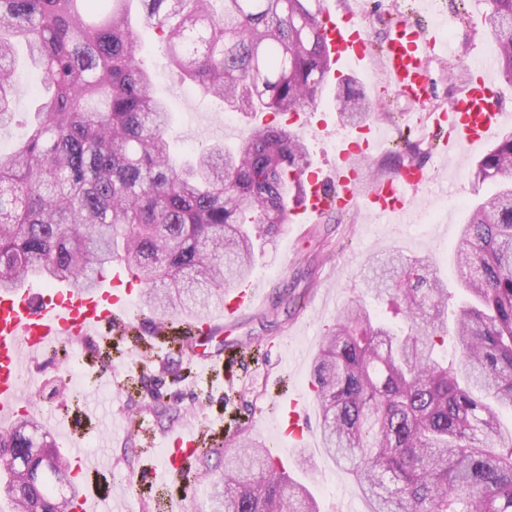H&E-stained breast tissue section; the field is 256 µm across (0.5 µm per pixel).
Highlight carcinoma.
<instances>
[{"label":"carcinoma","instance_id":"carcinoma-1","mask_svg":"<svg viewBox=\"0 0 512 512\" xmlns=\"http://www.w3.org/2000/svg\"><path fill=\"white\" fill-rule=\"evenodd\" d=\"M161 32L185 83L237 112L285 116L312 106L332 60L324 0H0V129L13 124L15 48L41 75L26 136L0 154V290L29 278L100 285L112 263L143 286L151 313L196 316L248 278L259 247L288 224V193L309 165L305 145L272 121L234 146H202L182 164L167 139L171 112L143 61L130 18ZM487 35L512 83V0H485ZM376 108L347 77L336 109L357 126ZM494 193L462 225L454 265L465 300L427 258L399 250L364 278L405 326L353 300L323 336L314 363L323 448L356 478L368 512H512V131L475 165ZM30 405L0 443L30 448ZM211 448L224 466L213 512H319L269 447ZM40 487L10 466L3 489L52 502L74 488L65 458Z\"/></svg>","mask_w":512,"mask_h":512}]
</instances>
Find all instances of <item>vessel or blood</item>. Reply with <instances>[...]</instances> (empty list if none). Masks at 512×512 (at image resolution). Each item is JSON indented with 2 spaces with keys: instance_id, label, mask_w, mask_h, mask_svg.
Returning a JSON list of instances; mask_svg holds the SVG:
<instances>
[{
  "instance_id": "b4317fda",
  "label": "vessel or blood",
  "mask_w": 512,
  "mask_h": 512,
  "mask_svg": "<svg viewBox=\"0 0 512 512\" xmlns=\"http://www.w3.org/2000/svg\"><path fill=\"white\" fill-rule=\"evenodd\" d=\"M322 33L333 59L364 65L379 56V91H391L416 106L430 98L428 63L444 41V29H429L408 16H400L382 48H375L368 34L351 18L323 16ZM485 71H476L464 94L434 119L437 128L447 129L444 151L481 145L501 124V107L490 94ZM379 146L376 129L362 126L356 139L336 148L332 172L308 170L302 177L303 192L295 215L311 220L327 210L365 208L388 224H406L411 219L409 191L427 184L430 175L411 163L372 188H365L363 162ZM258 286L252 282L238 285L224 297V316L231 319L252 306ZM129 289L122 286L121 273L112 276L111 288L81 291L62 286L46 294L16 288L0 292V419L15 417L19 410V388L30 371V361L48 346L76 340L91 332L111 330L129 312ZM303 409L298 400H289L279 409L278 426L282 437L299 442L304 438L301 425ZM196 439L179 433L169 442L162 470L167 477L180 475L184 462L193 454Z\"/></svg>"
}]
</instances>
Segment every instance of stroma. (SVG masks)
<instances>
[{
  "instance_id": "obj_1",
  "label": "stroma",
  "mask_w": 512,
  "mask_h": 512,
  "mask_svg": "<svg viewBox=\"0 0 512 512\" xmlns=\"http://www.w3.org/2000/svg\"><path fill=\"white\" fill-rule=\"evenodd\" d=\"M325 5L335 14L351 16L378 46L394 12L449 25L455 55L441 54L429 64L435 98L445 107L469 77L460 58L495 51L486 34L484 0H440L438 7L427 10L420 0H325ZM138 32L147 49L144 62L170 105L168 139L174 155L190 154L208 140L236 144L264 122L261 112L227 114L219 99L183 84L155 30L142 26ZM410 108L392 94L381 99L373 120L382 147L372 169L384 179L410 161L430 165L435 182L416 193L418 211L436 205L438 183L456 177L465 204L445 212L431 236L381 223L361 208L332 212L313 224H292L275 251L258 257L254 265L251 277L264 287L260 302L229 322L222 305H213L210 314L219 323L218 332L195 340L192 350L180 351L175 330L160 329L157 320L144 319L137 311L125 329L113 332L111 344L96 336L81 340L98 364L94 370L80 369L91 385L87 393L75 392L69 380V348L56 344L36 358L21 383L20 398L43 406L44 415L37 420L40 434L55 438L57 422L65 421L88 457L108 460L107 468L87 476L105 496L100 512H113L116 500L123 512H211L209 491L216 473L206 470L203 450L234 448L246 438L257 445L273 444L274 409L291 398L303 403L309 430L302 442L282 452L285 468L309 487L320 512H367L357 483L320 439L311 381L321 338L352 300L363 299L376 316L388 315L386 301L365 294L363 274L369 258L392 248L435 259L452 298H459L458 275L444 254L454 250L474 202L493 191L492 184L475 181L474 170L497 136L444 159L432 152L428 132L413 128L407 117ZM290 129L306 143L311 167L323 170L335 166L337 144L357 134L341 121L331 86L315 107L299 113ZM158 405L168 409L161 422L153 414ZM186 429L194 432L199 452L179 477L166 478L157 450L169 435Z\"/></svg>"
}]
</instances>
